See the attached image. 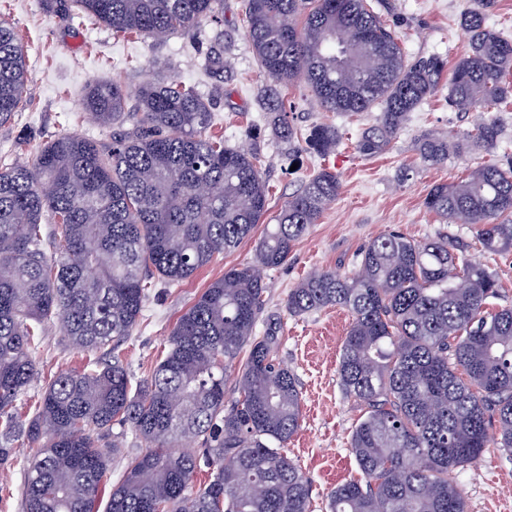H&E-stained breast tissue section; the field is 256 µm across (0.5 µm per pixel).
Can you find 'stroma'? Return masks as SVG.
Returning a JSON list of instances; mask_svg holds the SVG:
<instances>
[{"instance_id":"35a3bbf8","label":"stroma","mask_w":512,"mask_h":512,"mask_svg":"<svg viewBox=\"0 0 512 512\" xmlns=\"http://www.w3.org/2000/svg\"><path fill=\"white\" fill-rule=\"evenodd\" d=\"M377 12L395 30L409 57L437 56L455 63L469 50V35L461 24L472 0H373ZM0 19L22 36L27 62V104L0 127V161L32 162L40 147L64 133L112 142L111 130L99 127L83 111L82 94L90 82L115 80L136 90L149 80L176 77L197 86L208 99L215 132L226 144L256 150L269 186L268 213L277 215L289 194L320 169L335 172L340 193L317 224L295 246L286 265L270 271L267 314L277 323L279 357L297 376L302 391V421L285 449L289 459L310 479L315 512H327L329 491L359 478L349 452L352 430L360 417L347 398L337 374L339 355L351 317L347 310L328 307L304 317L288 313L285 300L298 282L312 273L352 269L360 248L379 235L398 231L422 243L452 236L469 244L468 255L499 279V305L512 304V249L486 251L476 240L474 224H451L424 205L438 184L460 181L468 170L512 157V105L498 113L501 134L495 147L450 154L447 162H424L419 151L424 135H450L472 128L477 111L448 107V92L440 90L411 112L397 137L383 153L365 156L356 142L373 124L376 112L347 116L323 111L305 84L281 94L295 135L283 141L273 112L259 103L269 84L245 36L244 0H222L217 21L204 33H183L154 41L136 36L123 39L110 29L76 15L53 11L47 0H0ZM227 33L233 48L230 70L204 73L211 32ZM327 123L342 138L336 151L321 159L302 151L297 164L288 148L301 147L309 127ZM265 232L257 225L250 239L236 250L216 255L194 277L174 288L155 289L131 336L120 346L122 359L135 381L150 379L165 348L169 331L225 269L250 262ZM40 375L34 391L45 390L50 375L81 370L85 358L62 336L58 325L46 327L36 356ZM31 450L26 440L14 444L12 458L0 465V512H23V464ZM455 481L464 489L468 512H512V453L486 448L480 461L458 469Z\"/></svg>"}]
</instances>
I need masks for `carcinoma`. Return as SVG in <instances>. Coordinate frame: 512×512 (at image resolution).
<instances>
[{
	"instance_id": "obj_1",
	"label": "carcinoma",
	"mask_w": 512,
	"mask_h": 512,
	"mask_svg": "<svg viewBox=\"0 0 512 512\" xmlns=\"http://www.w3.org/2000/svg\"><path fill=\"white\" fill-rule=\"evenodd\" d=\"M219 0H59L115 33L162 39L215 21ZM491 0H474L463 24L470 50L454 66L448 106L478 110L461 140L429 135L426 162L450 149L491 148L493 113L512 97V40L485 26ZM246 36L272 81L263 96L305 84L326 112H370L357 150L390 145L410 112L436 94L446 63L409 58L370 0H246ZM350 34L352 47L336 44ZM224 33L204 69L223 71ZM15 28L0 22V126L26 90ZM135 104H129L130 100ZM82 108L112 129L102 147L76 134L44 145L31 164L0 168V462L27 438L24 512H312L311 483L284 453L300 427L299 381L277 357L272 329L258 335L266 272L288 261L341 186L322 169L267 225L251 263L224 271L177 320L149 380L117 353L149 290L191 279L252 236L268 211L261 157L208 134L210 103L177 79L139 86L96 83ZM340 135L312 126L306 150L326 156ZM427 209L450 224H476L486 250L512 247V162L484 164L434 186ZM53 224L44 236V218ZM498 280L456 240L417 244L396 231L360 250L351 272L321 271L290 289L288 313L329 306L351 315L338 375L362 412L350 438L362 479L336 486L329 512H467L453 472L491 442L512 453V306L488 308ZM59 324L79 352L112 345V359L55 376L21 420L17 400L38 375L45 328ZM244 360H239L240 354ZM129 428L145 451L111 483L108 452ZM112 437V450L100 445ZM197 439L201 448L182 447ZM210 480L194 485L197 472Z\"/></svg>"
}]
</instances>
